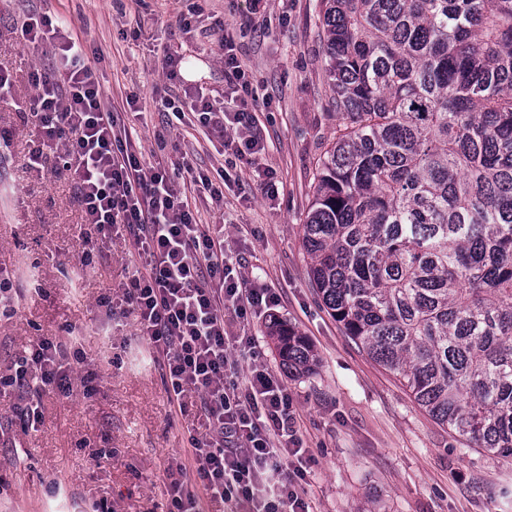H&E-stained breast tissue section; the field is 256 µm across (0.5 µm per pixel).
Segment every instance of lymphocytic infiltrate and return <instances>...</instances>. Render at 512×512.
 I'll return each instance as SVG.
<instances>
[{"label": "lymphocytic infiltrate", "mask_w": 512, "mask_h": 512, "mask_svg": "<svg viewBox=\"0 0 512 512\" xmlns=\"http://www.w3.org/2000/svg\"><path fill=\"white\" fill-rule=\"evenodd\" d=\"M25 44L51 51L64 62L60 71H34L35 95L19 100L39 137L32 164L52 151L69 173L84 221L100 240L128 232L141 271L135 272L108 309L135 314L139 333L165 368L167 390L177 406L187 396L200 402L208 424L205 436L191 440L196 477L204 490L196 495L184 474H166L172 512H203L210 497L229 512H309L300 481L308 462L300 448L296 411L288 389L261 364V343L239 336L232 319L272 315L278 298L252 285L224 250V234L201 223L192 193L224 202V188L189 160L171 167L161 159L146 163L131 140L125 113L117 111L89 63L80 41L64 19L32 17L21 27ZM224 79L236 108L211 100L196 86L189 103L157 96L158 111L169 112L186 127L216 134L224 148L250 164L267 199L278 193L274 173L259 161L262 146L252 135L254 117L233 48L220 40ZM60 344L42 338L19 357L0 389L18 391L17 413L23 431L43 423L38 398L47 389L72 393L69 366Z\"/></svg>", "instance_id": "obj_1"}]
</instances>
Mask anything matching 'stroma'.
I'll return each instance as SVG.
<instances>
[{
	"label": "stroma",
	"instance_id": "35a3bbf8",
	"mask_svg": "<svg viewBox=\"0 0 512 512\" xmlns=\"http://www.w3.org/2000/svg\"><path fill=\"white\" fill-rule=\"evenodd\" d=\"M320 0H0V368L32 341L61 344L73 393L41 397L43 423L23 432L13 391L0 393V512H168L166 470L187 462L191 437L204 433L196 407L179 411L164 369L141 338L135 315L108 312L139 266L128 236L101 242L83 222L77 191L38 146L17 110L34 69L52 54L33 52L20 29L29 16L65 18L83 41L113 106L135 111L138 151L190 158L224 173L223 210L196 206L223 224L224 246L255 286L277 295L276 313L317 355L307 373L282 365L263 315L234 322L259 337L263 362L285 383L297 435L313 462L303 482L313 512H512V459L480 452L436 424L394 376L344 335L309 278L301 224L319 157L336 135L324 65ZM231 40L256 103L253 134L276 173L278 196L264 198L251 168L218 154L205 135L173 127L152 104L154 90L183 95L200 85L224 99L218 33ZM183 51L184 82L169 85L157 55Z\"/></svg>",
	"mask_w": 512,
	"mask_h": 512
}]
</instances>
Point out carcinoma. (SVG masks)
Returning <instances> with one entry per match:
<instances>
[{
    "label": "carcinoma",
    "instance_id": "cac0c4a2",
    "mask_svg": "<svg viewBox=\"0 0 512 512\" xmlns=\"http://www.w3.org/2000/svg\"><path fill=\"white\" fill-rule=\"evenodd\" d=\"M336 138L302 245L344 333L512 458V0H321ZM290 373L309 341L270 327Z\"/></svg>",
    "mask_w": 512,
    "mask_h": 512
}]
</instances>
